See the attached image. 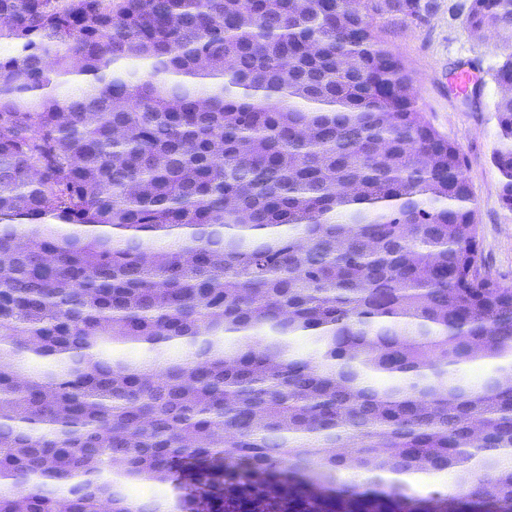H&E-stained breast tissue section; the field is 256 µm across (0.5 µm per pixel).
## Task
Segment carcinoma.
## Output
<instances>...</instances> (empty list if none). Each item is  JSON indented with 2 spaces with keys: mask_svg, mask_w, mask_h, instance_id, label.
<instances>
[{
  "mask_svg": "<svg viewBox=\"0 0 512 512\" xmlns=\"http://www.w3.org/2000/svg\"><path fill=\"white\" fill-rule=\"evenodd\" d=\"M421 11L0 0V512H512V287L381 36ZM489 76L512 210V53ZM418 476L420 478L412 483L408 482V484L420 494H427L436 489L451 491L456 488V477L453 473H442L439 475L420 474Z\"/></svg>",
  "mask_w": 512,
  "mask_h": 512,
  "instance_id": "1",
  "label": "carcinoma"
}]
</instances>
